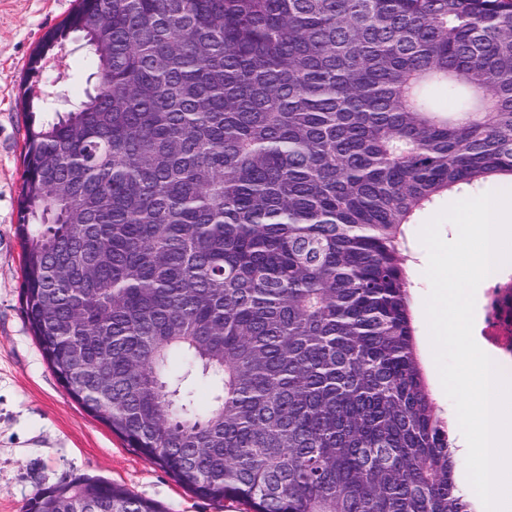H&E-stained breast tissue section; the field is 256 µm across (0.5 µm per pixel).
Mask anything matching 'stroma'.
<instances>
[{
	"label": "stroma",
	"instance_id": "35a3bbf8",
	"mask_svg": "<svg viewBox=\"0 0 512 512\" xmlns=\"http://www.w3.org/2000/svg\"><path fill=\"white\" fill-rule=\"evenodd\" d=\"M75 0H0V512H25L37 488L98 476L154 500L165 512H244L243 504L196 497L153 460L139 454L72 400L44 361L20 305L22 255L18 200L23 182L25 119L19 89L42 36L73 9ZM48 67L47 85L68 102L83 97L92 73L82 40L70 38ZM455 195L437 198L406 231L405 247L419 358L439 414L454 413L433 359L424 314L430 292L424 223Z\"/></svg>",
	"mask_w": 512,
	"mask_h": 512
}]
</instances>
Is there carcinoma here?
Masks as SVG:
<instances>
[{
  "instance_id": "cac0c4a2",
  "label": "carcinoma",
  "mask_w": 512,
  "mask_h": 512,
  "mask_svg": "<svg viewBox=\"0 0 512 512\" xmlns=\"http://www.w3.org/2000/svg\"><path fill=\"white\" fill-rule=\"evenodd\" d=\"M72 34L97 83L46 118ZM21 90L20 304L74 401L199 498L471 512L401 243L512 179V0H77ZM26 512L162 510L82 477ZM498 183H508V185L497 184V182H494L476 189L470 196L448 194V196L445 195L437 198L436 202L432 206L421 211L417 215L415 221L416 224H409L406 231L405 254H407V269L411 281L410 292L419 358L436 408L439 414L447 419L448 415L455 413V408L453 402L443 391L433 359L432 347L428 342L429 333L424 314V300L430 292V283L425 276V270L428 265V253L419 240V231L429 218L448 204L464 198L477 197L490 191L512 190V184L510 181ZM410 261L412 263H410Z\"/></svg>"
}]
</instances>
